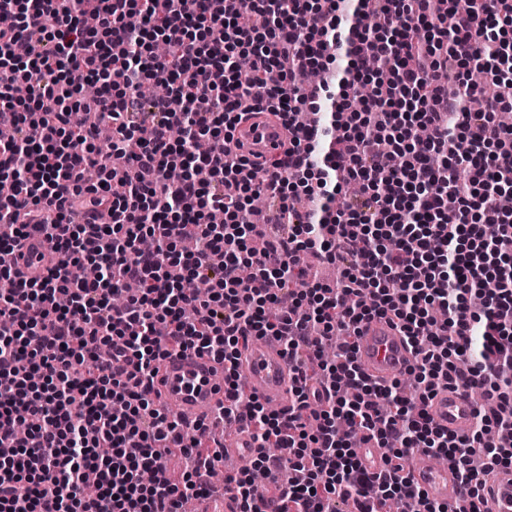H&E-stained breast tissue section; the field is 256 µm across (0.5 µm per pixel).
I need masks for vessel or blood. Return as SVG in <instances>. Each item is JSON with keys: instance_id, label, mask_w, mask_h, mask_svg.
I'll use <instances>...</instances> for the list:
<instances>
[{"instance_id": "obj_1", "label": "vessel or blood", "mask_w": 512, "mask_h": 512, "mask_svg": "<svg viewBox=\"0 0 512 512\" xmlns=\"http://www.w3.org/2000/svg\"><path fill=\"white\" fill-rule=\"evenodd\" d=\"M287 136L275 122L256 120L238 125L235 141L241 142L247 154L265 158L278 156ZM17 259V266L30 278L46 274L50 259L39 240H27ZM356 360L362 371L372 380L385 383L400 377L412 362L405 336L388 321L374 319L360 327L356 338ZM240 372L243 388L248 396L268 406L288 408L291 403V378L288 361L281 347L274 341L254 338L241 351ZM224 366L208 355L176 352L160 366L154 380L153 398L187 411L188 425H195L206 415L216 411L224 399ZM478 406L469 393L445 386L437 388L428 405V414L438 426L463 434L469 431ZM220 446L225 458L235 462L237 469L249 467L258 450L250 434L243 429L223 437ZM362 468L369 475L378 476L387 469L384 449L375 443L360 448ZM409 471L412 480L428 497L439 503L460 504L465 493L459 477L450 465L432 461L418 452L412 455ZM484 487L483 512H512V467L498 468L480 474ZM241 502L234 491L224 495L198 497L193 512H241Z\"/></svg>"}]
</instances>
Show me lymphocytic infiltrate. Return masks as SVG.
Segmentation results:
<instances>
[{"label": "lymphocytic infiltrate", "mask_w": 512, "mask_h": 512, "mask_svg": "<svg viewBox=\"0 0 512 512\" xmlns=\"http://www.w3.org/2000/svg\"><path fill=\"white\" fill-rule=\"evenodd\" d=\"M0 0V512H182L207 491L206 442L151 397L159 363L205 351L224 364V418L259 448L227 477L259 512L253 474L287 471L278 512H482L479 468L512 466V0ZM247 56L254 78L235 71ZM347 65L316 108L311 68ZM490 77L483 112L465 109L470 65ZM168 97L143 102L142 82ZM318 112L311 129L301 116ZM280 121L277 176L232 146L237 124ZM211 142L194 152L196 139ZM111 220L46 216L63 195L109 204ZM361 192L330 203L344 180ZM279 202L287 240L251 246L250 196ZM30 237L55 259L42 279L7 265ZM206 280L207 293L194 288ZM394 322L415 362L412 391L369 380L347 336ZM271 336L294 373V402L241 413L239 344ZM335 346L336 358L322 353ZM483 394L471 430L435 425L439 385ZM392 467L369 478L358 442ZM361 439V440H362ZM422 451L448 459L468 489L458 509L403 476ZM181 480H157L175 453ZM95 481L89 497L82 488Z\"/></svg>", "instance_id": "1"}]
</instances>
